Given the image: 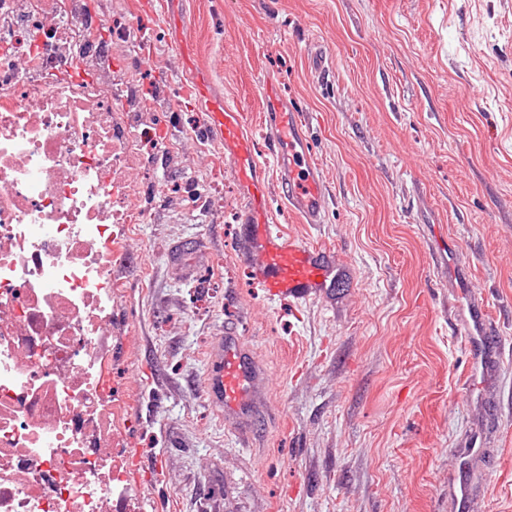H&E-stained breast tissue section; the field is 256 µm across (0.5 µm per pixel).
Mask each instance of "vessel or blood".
<instances>
[{"label":"vessel or blood","mask_w":512,"mask_h":512,"mask_svg":"<svg viewBox=\"0 0 512 512\" xmlns=\"http://www.w3.org/2000/svg\"><path fill=\"white\" fill-rule=\"evenodd\" d=\"M265 109L261 116L264 140L275 170L274 178L261 172L256 147L244 115L231 104H212L202 117L205 135L224 148V158L237 175L246 218L241 242L242 259L254 280L270 299L297 302L317 299L336 283L338 269L329 248L285 235L273 215L269 183H276L288 214L307 224L322 223L327 191L308 139L309 123L280 97L272 83L262 88ZM462 336L471 355V366L481 370L491 350L501 348L497 325L486 310L470 312ZM264 371L246 360L236 340H225L219 364L204 386L206 396L224 409V419L245 424L253 411L255 386Z\"/></svg>","instance_id":"1"}]
</instances>
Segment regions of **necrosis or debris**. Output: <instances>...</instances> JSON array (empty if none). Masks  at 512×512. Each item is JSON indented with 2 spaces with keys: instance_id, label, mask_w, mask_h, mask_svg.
I'll return each mask as SVG.
<instances>
[{
  "instance_id": "1",
  "label": "necrosis or debris",
  "mask_w": 512,
  "mask_h": 512,
  "mask_svg": "<svg viewBox=\"0 0 512 512\" xmlns=\"http://www.w3.org/2000/svg\"><path fill=\"white\" fill-rule=\"evenodd\" d=\"M42 0H0V512H117L129 494L113 464V225L142 213L126 155L154 164L153 133L129 134L132 83L79 70L96 18H46Z\"/></svg>"
}]
</instances>
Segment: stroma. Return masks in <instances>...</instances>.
<instances>
[{
  "label": "stroma",
  "mask_w": 512,
  "mask_h": 512,
  "mask_svg": "<svg viewBox=\"0 0 512 512\" xmlns=\"http://www.w3.org/2000/svg\"><path fill=\"white\" fill-rule=\"evenodd\" d=\"M120 23L88 71L154 88L160 160L137 224L115 227L112 434L133 512H512V0H75ZM299 111L328 188L327 297L270 300L239 256L233 169L200 114L259 130L265 79ZM204 82L209 99L188 98ZM224 189L221 207L186 201ZM504 330L500 374L462 379L467 300ZM237 336L266 369L249 440L204 394ZM157 465L148 474L132 449Z\"/></svg>",
  "instance_id": "35a3bbf8"
}]
</instances>
